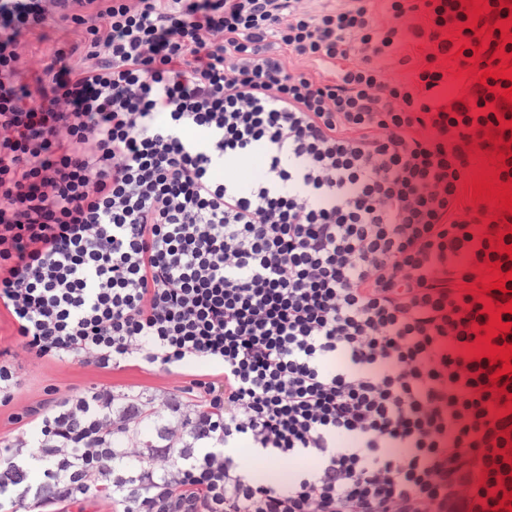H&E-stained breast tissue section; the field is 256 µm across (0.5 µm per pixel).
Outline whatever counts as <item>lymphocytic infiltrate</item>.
I'll use <instances>...</instances> for the list:
<instances>
[{
    "mask_svg": "<svg viewBox=\"0 0 512 512\" xmlns=\"http://www.w3.org/2000/svg\"><path fill=\"white\" fill-rule=\"evenodd\" d=\"M387 12L0 0V313L19 338L0 346V407L23 354L183 379L55 388L12 413L0 512H494L512 492V374L491 384L474 356L489 316L472 288L512 258L488 208L458 209L471 155L512 121V84L480 77L512 42L469 24L512 0ZM53 24L80 41L22 83V38ZM410 42L411 80H385ZM259 148L249 186L218 175ZM271 464L285 480L251 477Z\"/></svg>",
    "mask_w": 512,
    "mask_h": 512,
    "instance_id": "1",
    "label": "lymphocytic infiltrate"
}]
</instances>
